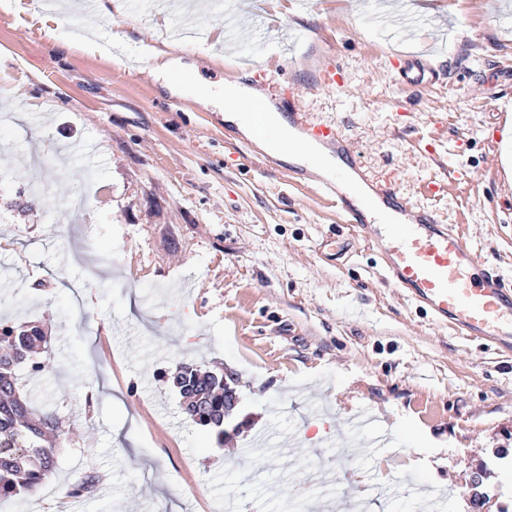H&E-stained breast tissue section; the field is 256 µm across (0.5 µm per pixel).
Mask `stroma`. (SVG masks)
Instances as JSON below:
<instances>
[{
	"label": "stroma",
	"mask_w": 512,
	"mask_h": 512,
	"mask_svg": "<svg viewBox=\"0 0 512 512\" xmlns=\"http://www.w3.org/2000/svg\"><path fill=\"white\" fill-rule=\"evenodd\" d=\"M105 15L66 0L64 49L41 0L0 9V324L39 327L49 373L25 382L67 421L54 472L5 512H512V355L464 339L383 278L292 163L224 119L243 83L340 127L370 174L512 280V182L492 147L512 127V0H413L378 26L369 0H148ZM208 37H176L178 26ZM172 46L217 99L160 77ZM433 80L408 84L406 59ZM89 141L76 157L72 143ZM95 269L74 331L61 283ZM231 370L252 422L232 442L184 412L171 374ZM370 411L371 431L350 415ZM391 437L387 446L376 433ZM94 474V491L67 490Z\"/></svg>",
	"instance_id": "1"
}]
</instances>
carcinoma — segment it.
<instances>
[{"mask_svg": "<svg viewBox=\"0 0 512 512\" xmlns=\"http://www.w3.org/2000/svg\"><path fill=\"white\" fill-rule=\"evenodd\" d=\"M0 497L22 500L41 486L53 469V449L43 444L48 433L65 428L61 416L48 408H32L19 391L20 371L34 366L40 372L52 369L49 360H31L41 336L28 324L0 328ZM173 384L184 399L183 409L196 423L216 431L217 442L224 441L220 429L224 409V374L201 372L193 363L175 367Z\"/></svg>", "mask_w": 512, "mask_h": 512, "instance_id": "cac0c4a2", "label": "carcinoma"}]
</instances>
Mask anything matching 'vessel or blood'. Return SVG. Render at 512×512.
<instances>
[{"label":"vessel or blood","mask_w":512,"mask_h":512,"mask_svg":"<svg viewBox=\"0 0 512 512\" xmlns=\"http://www.w3.org/2000/svg\"><path fill=\"white\" fill-rule=\"evenodd\" d=\"M291 133L307 142L313 173L328 151L337 166L318 188L345 224L381 259L387 282L455 333L512 353V281L483 263L459 225L442 223L383 180L370 177L364 157L342 129L318 126L305 113L287 115Z\"/></svg>","instance_id":"1"}]
</instances>
